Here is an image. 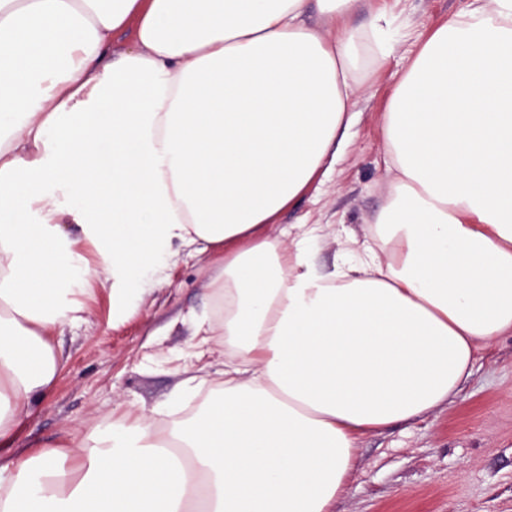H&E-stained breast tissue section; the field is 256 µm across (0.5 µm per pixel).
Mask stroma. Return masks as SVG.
<instances>
[{"instance_id": "35a3bbf8", "label": "stroma", "mask_w": 512, "mask_h": 512, "mask_svg": "<svg viewBox=\"0 0 512 512\" xmlns=\"http://www.w3.org/2000/svg\"><path fill=\"white\" fill-rule=\"evenodd\" d=\"M471 0H363L350 17L368 27L384 9L381 36L391 51L362 73L353 96L347 146L323 184L285 210L278 229L319 224L310 259L332 271L350 240H363L385 206L383 114L418 46ZM219 256L177 248L155 289L120 321L103 288L87 302L85 323L64 325L53 340L63 366L32 405L14 445L34 452L92 442L102 421L133 418L165 400L185 374L221 379L224 350L200 354L193 322L218 321L212 276ZM334 512H512V335L482 351L452 402L408 422L361 435L354 474Z\"/></svg>"}]
</instances>
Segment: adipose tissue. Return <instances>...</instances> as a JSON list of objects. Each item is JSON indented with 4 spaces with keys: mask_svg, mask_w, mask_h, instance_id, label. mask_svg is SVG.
I'll use <instances>...</instances> for the list:
<instances>
[{
    "mask_svg": "<svg viewBox=\"0 0 512 512\" xmlns=\"http://www.w3.org/2000/svg\"><path fill=\"white\" fill-rule=\"evenodd\" d=\"M360 3L0 0V512H332L361 434L447 403L512 335V0H474L402 75L360 249L323 274L317 228L269 233L386 52L348 27ZM177 243L223 255L228 360L202 412L169 418L190 375L93 445L10 455L60 370L52 331L98 285L126 315Z\"/></svg>",
    "mask_w": 512,
    "mask_h": 512,
    "instance_id": "obj_1",
    "label": "adipose tissue"
}]
</instances>
